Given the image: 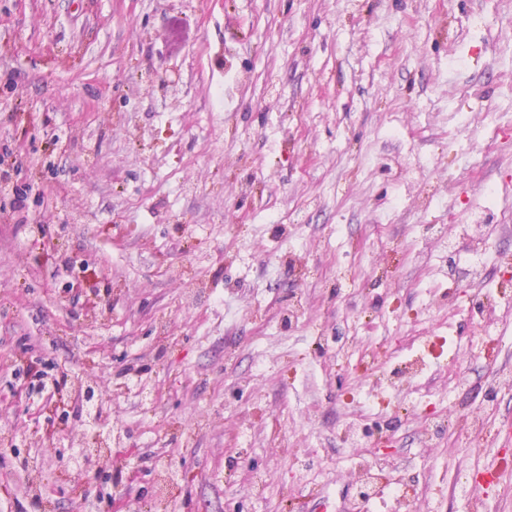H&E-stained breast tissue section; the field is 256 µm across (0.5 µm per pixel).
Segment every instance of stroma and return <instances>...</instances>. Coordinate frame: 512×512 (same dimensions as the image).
Listing matches in <instances>:
<instances>
[{
	"label": "stroma",
	"mask_w": 512,
	"mask_h": 512,
	"mask_svg": "<svg viewBox=\"0 0 512 512\" xmlns=\"http://www.w3.org/2000/svg\"><path fill=\"white\" fill-rule=\"evenodd\" d=\"M4 151L0 512H472L457 478L503 446L453 411L512 418V0H0ZM478 235L484 282L448 279ZM422 336L428 374L380 390ZM29 362L101 382L105 479Z\"/></svg>",
	"instance_id": "obj_1"
}]
</instances>
